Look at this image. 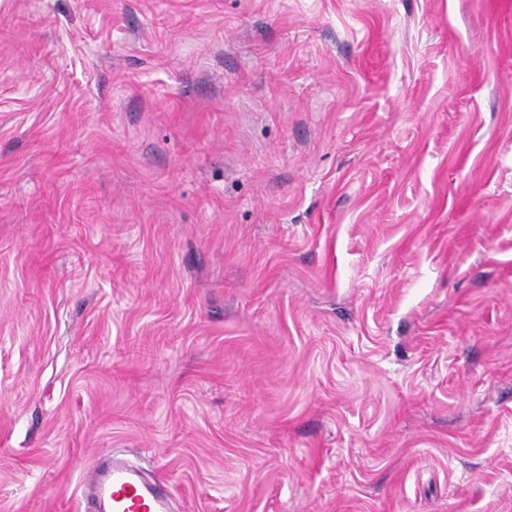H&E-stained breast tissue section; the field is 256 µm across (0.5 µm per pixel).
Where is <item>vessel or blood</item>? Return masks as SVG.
<instances>
[{"instance_id":"obj_1","label":"vessel or blood","mask_w":512,"mask_h":512,"mask_svg":"<svg viewBox=\"0 0 512 512\" xmlns=\"http://www.w3.org/2000/svg\"><path fill=\"white\" fill-rule=\"evenodd\" d=\"M83 497L106 512H171L167 488L144 482L136 469L119 460L84 482Z\"/></svg>"}]
</instances>
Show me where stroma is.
Masks as SVG:
<instances>
[{
  "instance_id": "35a3bbf8",
  "label": "stroma",
  "mask_w": 512,
  "mask_h": 512,
  "mask_svg": "<svg viewBox=\"0 0 512 512\" xmlns=\"http://www.w3.org/2000/svg\"><path fill=\"white\" fill-rule=\"evenodd\" d=\"M512 512V0H0V512ZM83 497L110 512H170L167 488L143 481L136 469L116 460L83 483Z\"/></svg>"
}]
</instances>
